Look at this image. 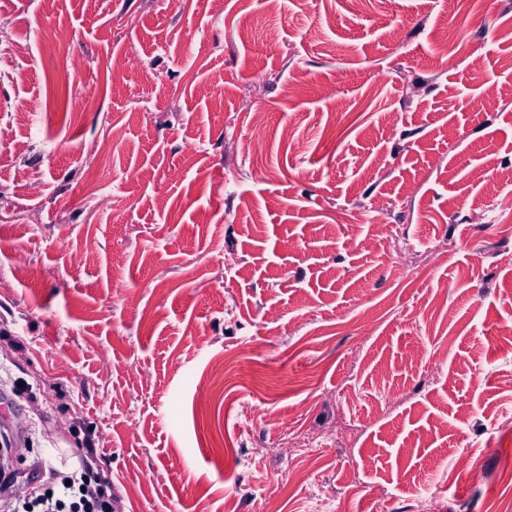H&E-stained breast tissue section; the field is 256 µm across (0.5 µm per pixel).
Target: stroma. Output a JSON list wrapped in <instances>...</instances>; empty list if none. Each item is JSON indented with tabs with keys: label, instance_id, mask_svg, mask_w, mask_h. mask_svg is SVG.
<instances>
[{
	"label": "stroma",
	"instance_id": "35a3bbf8",
	"mask_svg": "<svg viewBox=\"0 0 512 512\" xmlns=\"http://www.w3.org/2000/svg\"><path fill=\"white\" fill-rule=\"evenodd\" d=\"M510 163L512 0H0V498L487 512ZM61 487L58 491L51 489L43 497L25 500L21 503L22 511L14 508L13 512H112V503L105 497L101 485L87 479L85 474L77 478L76 474L59 475ZM69 480L70 485L66 484ZM85 488V491H82ZM31 507V510L27 509Z\"/></svg>",
	"mask_w": 512,
	"mask_h": 512
}]
</instances>
